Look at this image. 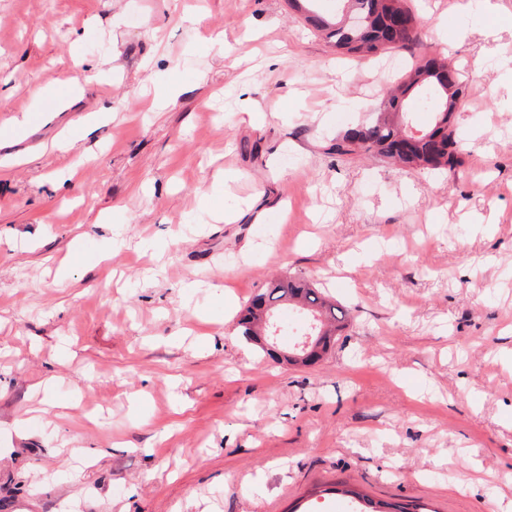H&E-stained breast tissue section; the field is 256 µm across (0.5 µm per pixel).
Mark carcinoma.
<instances>
[{
    "label": "carcinoma",
    "instance_id": "cac0c4a2",
    "mask_svg": "<svg viewBox=\"0 0 512 512\" xmlns=\"http://www.w3.org/2000/svg\"><path fill=\"white\" fill-rule=\"evenodd\" d=\"M313 2L289 0L292 7L305 12L306 20L336 52L349 57H380L405 47L415 39L421 22L413 0H342L339 16L311 9ZM448 68L446 61L433 55L416 61L382 95L371 121L336 140V154L351 156L362 149L403 169L454 170L461 164V139L453 115L465 105L468 91L461 80H446ZM427 93L439 109L430 126L417 127L410 119L407 100L417 110ZM280 309L295 310L312 322L314 347L288 348V361L298 356L305 366L328 354L349 320L348 309L315 284L296 276L278 277L248 301L237 321L240 336L272 357L277 351L267 348V343L275 335Z\"/></svg>",
    "mask_w": 512,
    "mask_h": 512
}]
</instances>
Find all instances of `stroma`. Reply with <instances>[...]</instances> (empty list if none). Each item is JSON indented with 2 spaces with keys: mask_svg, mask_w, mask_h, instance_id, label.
Masks as SVG:
<instances>
[{
  "mask_svg": "<svg viewBox=\"0 0 512 512\" xmlns=\"http://www.w3.org/2000/svg\"><path fill=\"white\" fill-rule=\"evenodd\" d=\"M458 2L349 59L288 0H0V512H506L512 0L492 37ZM429 51L461 165L336 155ZM282 272L349 311L315 366L238 334Z\"/></svg>",
  "mask_w": 512,
  "mask_h": 512,
  "instance_id": "stroma-1",
  "label": "stroma"
}]
</instances>
